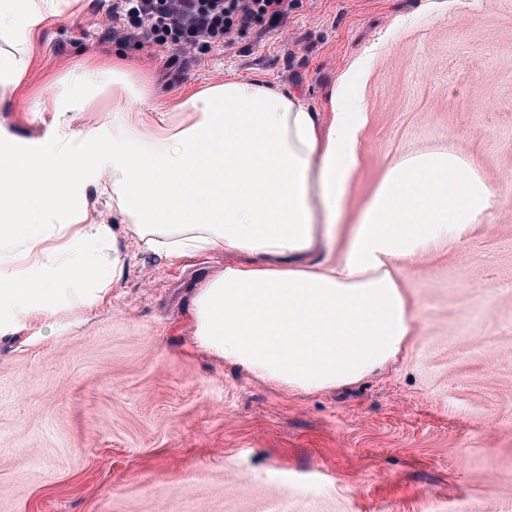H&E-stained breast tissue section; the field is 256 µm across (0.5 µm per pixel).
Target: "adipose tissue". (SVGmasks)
Segmentation results:
<instances>
[{
	"mask_svg": "<svg viewBox=\"0 0 512 512\" xmlns=\"http://www.w3.org/2000/svg\"><path fill=\"white\" fill-rule=\"evenodd\" d=\"M84 0H0V89L25 80L47 18ZM130 62L90 67L89 86L112 84V134L69 128L72 104L54 113L55 149L30 157L0 150V332L18 318L46 323L86 312L125 272L124 236L168 258L224 249L252 258L227 265L196 290L197 345L292 393L357 383L395 362L415 335L403 262L457 248L496 206L481 163L452 153L391 164L350 231L340 258L336 216L359 164L366 105L355 92L365 63L351 65L331 97L332 119L293 94L255 80H227L154 98L131 89ZM101 160L76 167V153ZM111 194L120 226L83 223L87 190Z\"/></svg>",
	"mask_w": 512,
	"mask_h": 512,
	"instance_id": "obj_1",
	"label": "adipose tissue"
}]
</instances>
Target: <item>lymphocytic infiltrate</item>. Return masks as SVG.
Segmentation results:
<instances>
[{
  "mask_svg": "<svg viewBox=\"0 0 512 512\" xmlns=\"http://www.w3.org/2000/svg\"><path fill=\"white\" fill-rule=\"evenodd\" d=\"M294 0H113L112 32L191 55L232 48L257 22L276 30Z\"/></svg>",
  "mask_w": 512,
  "mask_h": 512,
  "instance_id": "obj_1",
  "label": "lymphocytic infiltrate"
}]
</instances>
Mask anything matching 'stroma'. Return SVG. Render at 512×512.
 <instances>
[{
	"mask_svg": "<svg viewBox=\"0 0 512 512\" xmlns=\"http://www.w3.org/2000/svg\"><path fill=\"white\" fill-rule=\"evenodd\" d=\"M111 3L43 27L28 80L0 98V146L54 149L48 94L80 99L72 129L111 133V91L77 78L89 60L134 59L162 102L258 80L324 126L364 60L337 247L409 156L479 158L499 203L459 248L404 263L416 334L401 358L312 395L196 345L193 292L229 254L167 259L127 237L103 305L0 335V512H512V0H296L276 31L189 58L113 38Z\"/></svg>",
	"mask_w": 512,
	"mask_h": 512,
	"instance_id": "obj_1",
	"label": "stroma"
}]
</instances>
